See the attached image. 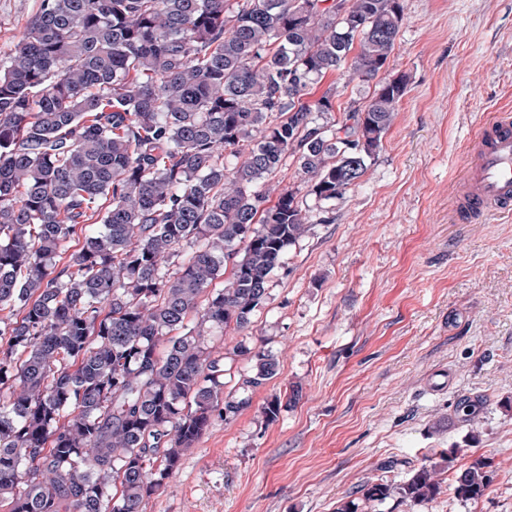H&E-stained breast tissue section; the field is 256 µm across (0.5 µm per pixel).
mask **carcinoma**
Here are the masks:
<instances>
[{
    "label": "carcinoma",
    "mask_w": 512,
    "mask_h": 512,
    "mask_svg": "<svg viewBox=\"0 0 512 512\" xmlns=\"http://www.w3.org/2000/svg\"><path fill=\"white\" fill-rule=\"evenodd\" d=\"M41 0L0 60V506L146 512L214 416L248 408L277 375L270 351L226 389L212 328L249 329L287 247L310 231L296 192L265 183L291 153L319 201L365 174L406 90L333 108L309 88L391 56L401 0ZM100 224L57 264L78 227ZM189 257L168 273L172 258ZM224 287L204 297L215 282ZM485 402L455 406L472 425ZM460 449L423 459L368 501L440 494ZM482 457L453 491L482 498Z\"/></svg>",
    "instance_id": "carcinoma-1"
}]
</instances>
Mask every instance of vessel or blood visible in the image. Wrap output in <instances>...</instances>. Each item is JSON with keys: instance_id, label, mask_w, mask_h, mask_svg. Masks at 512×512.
<instances>
[{"instance_id": "b4317fda", "label": "vessel or blood", "mask_w": 512, "mask_h": 512, "mask_svg": "<svg viewBox=\"0 0 512 512\" xmlns=\"http://www.w3.org/2000/svg\"><path fill=\"white\" fill-rule=\"evenodd\" d=\"M463 183L456 215L469 219L489 210H512V112L500 111L481 123Z\"/></svg>"}]
</instances>
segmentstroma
I'll return each mask as SVG.
<instances>
[{
  "instance_id": "obj_1",
  "label": "stroma",
  "mask_w": 512,
  "mask_h": 512,
  "mask_svg": "<svg viewBox=\"0 0 512 512\" xmlns=\"http://www.w3.org/2000/svg\"><path fill=\"white\" fill-rule=\"evenodd\" d=\"M404 19L380 77H405L396 118L365 175L343 198L309 195L287 156L271 184L293 189L311 230L287 248L268 302L244 332L210 346L271 351L277 375L206 434L147 512H336L361 485L398 482L434 453L458 467L488 461L494 481L458 501L454 472L438 498L393 496L358 512H512V214L450 219L479 123L512 108V0H402ZM40 0H0V57ZM378 80L342 69L326 121L364 108ZM482 396L478 424L455 405ZM279 399L275 420L261 409Z\"/></svg>"
}]
</instances>
